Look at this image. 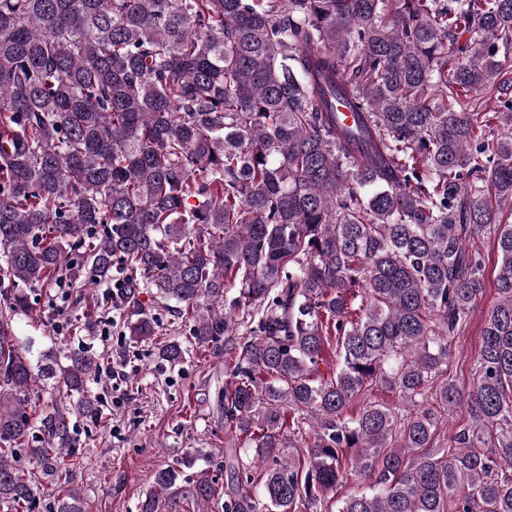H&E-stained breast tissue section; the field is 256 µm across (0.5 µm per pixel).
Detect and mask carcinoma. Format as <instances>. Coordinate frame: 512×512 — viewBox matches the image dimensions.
<instances>
[{
	"mask_svg": "<svg viewBox=\"0 0 512 512\" xmlns=\"http://www.w3.org/2000/svg\"><path fill=\"white\" fill-rule=\"evenodd\" d=\"M510 56L512 0H0V505L39 512L28 453L66 484L54 512H87L64 459L72 415L99 417L101 363L34 359L15 324L65 280L93 331L115 268L194 343H224L244 440L224 512H512ZM479 234L499 298L465 393L448 352L483 289ZM127 331L149 340L154 320ZM374 385L411 409L365 401ZM352 474L365 489L337 494ZM180 479L158 470L139 512ZM213 492L204 470L188 489Z\"/></svg>",
	"mask_w": 512,
	"mask_h": 512,
	"instance_id": "carcinoma-1",
	"label": "carcinoma"
}]
</instances>
